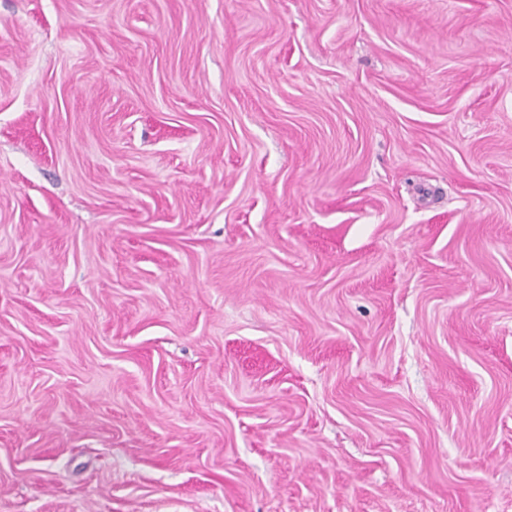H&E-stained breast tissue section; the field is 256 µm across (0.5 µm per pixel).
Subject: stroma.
<instances>
[{
  "label": "stroma",
  "mask_w": 512,
  "mask_h": 512,
  "mask_svg": "<svg viewBox=\"0 0 512 512\" xmlns=\"http://www.w3.org/2000/svg\"><path fill=\"white\" fill-rule=\"evenodd\" d=\"M0 512H512V0H0Z\"/></svg>",
  "instance_id": "1"
}]
</instances>
